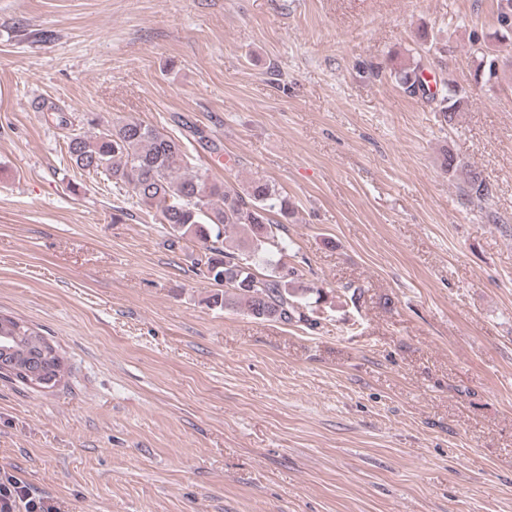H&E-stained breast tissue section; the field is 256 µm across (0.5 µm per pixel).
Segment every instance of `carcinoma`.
Masks as SVG:
<instances>
[{
	"label": "carcinoma",
	"instance_id": "obj_1",
	"mask_svg": "<svg viewBox=\"0 0 512 512\" xmlns=\"http://www.w3.org/2000/svg\"><path fill=\"white\" fill-rule=\"evenodd\" d=\"M497 22L504 34L512 32V0H497ZM475 70V84L486 85L496 77L495 56L483 48ZM423 64L417 60L394 68V80L406 92L426 93L445 123L453 125L458 112L469 102V92L450 82L436 91L425 88ZM88 132L68 136V153L73 164L100 173L125 193L139 210L168 227L170 245L186 238L204 242L196 258L199 275L224 288L210 297L219 307H237L262 321L290 322L305 318L309 301L297 296L293 287L295 270L282 262L287 245L279 235L291 206L275 183L253 179L241 188L213 179L194 163L187 144L156 127L129 118L99 127L90 113ZM448 175L460 180V190L470 203H486L491 189L482 175L457 156L446 153ZM261 261L270 273L253 269ZM16 337L22 358L3 377L30 386L29 372L42 370L43 379L56 385L64 370L58 346L41 329L14 316L0 315V335Z\"/></svg>",
	"mask_w": 512,
	"mask_h": 512
}]
</instances>
